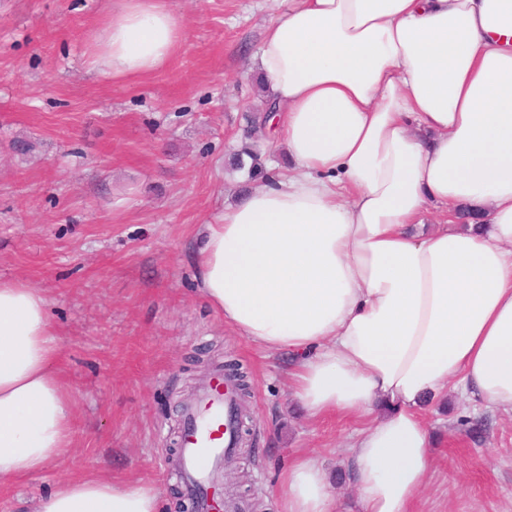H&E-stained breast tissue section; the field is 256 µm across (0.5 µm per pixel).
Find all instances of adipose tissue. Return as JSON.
<instances>
[{
  "instance_id": "1",
  "label": "adipose tissue",
  "mask_w": 512,
  "mask_h": 512,
  "mask_svg": "<svg viewBox=\"0 0 512 512\" xmlns=\"http://www.w3.org/2000/svg\"><path fill=\"white\" fill-rule=\"evenodd\" d=\"M284 2L258 54L278 172L204 225L199 292L250 345L291 354L307 418L366 419L347 449L361 512H411L426 400L454 386L512 412V0ZM184 36L165 0H116L87 63L141 78ZM59 357L44 295L0 282V487L72 446ZM275 495L345 512L305 450ZM159 496L90 472L35 512H158Z\"/></svg>"
}]
</instances>
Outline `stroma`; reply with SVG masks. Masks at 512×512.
<instances>
[{"label": "stroma", "instance_id": "obj_1", "mask_svg": "<svg viewBox=\"0 0 512 512\" xmlns=\"http://www.w3.org/2000/svg\"><path fill=\"white\" fill-rule=\"evenodd\" d=\"M184 41L160 70L115 79L85 51L112 0H0V280L48 302L73 392L67 458L0 488V512H33L67 479L95 471L183 490L171 464L184 398L204 362L246 368L247 445L224 498L261 499L296 449L335 479L349 512L345 444L363 420L313 422L292 401L285 359L265 357L198 293L201 224L235 203L243 173L224 163L250 113L264 25L283 0H167ZM435 446L414 512H512V413L458 395L426 408ZM481 423V437L471 424Z\"/></svg>", "mask_w": 512, "mask_h": 512}]
</instances>
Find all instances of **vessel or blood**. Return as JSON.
<instances>
[{
	"label": "vessel or blood",
	"instance_id": "1",
	"mask_svg": "<svg viewBox=\"0 0 512 512\" xmlns=\"http://www.w3.org/2000/svg\"><path fill=\"white\" fill-rule=\"evenodd\" d=\"M237 392L233 383L216 373L206 381L198 398L184 413L181 464L189 491L214 485L226 457L236 449L233 414Z\"/></svg>",
	"mask_w": 512,
	"mask_h": 512
}]
</instances>
